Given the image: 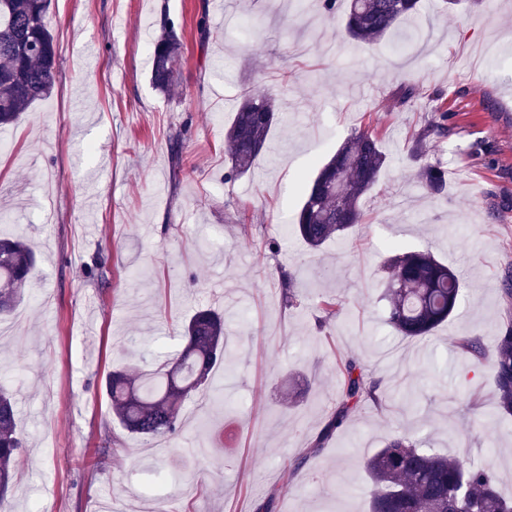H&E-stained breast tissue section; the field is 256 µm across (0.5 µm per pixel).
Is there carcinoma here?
I'll use <instances>...</instances> for the list:
<instances>
[{
  "instance_id": "1",
  "label": "carcinoma",
  "mask_w": 512,
  "mask_h": 512,
  "mask_svg": "<svg viewBox=\"0 0 512 512\" xmlns=\"http://www.w3.org/2000/svg\"><path fill=\"white\" fill-rule=\"evenodd\" d=\"M0 127L15 125L36 100L47 96L56 79L54 39L46 26L52 0H0ZM419 0H348L344 17L347 36L374 42L414 16ZM183 43L174 22L165 25L152 45L151 81L162 92L177 79L176 64ZM278 116L273 100L246 93L224 133L231 162L227 177L249 172L266 148ZM448 133V111L435 108L418 132L408 157L419 159L420 145ZM389 162L377 137L368 129L345 139L306 185L292 228L312 250L327 241L347 239L361 221L359 203L378 182ZM418 176L427 190L447 192L448 171L424 163ZM35 253L20 236L0 237V316L23 298L35 268ZM387 322L400 336L421 339L448 321L460 299L454 270L428 250L405 251L386 259ZM502 295L506 319L491 349L480 336L455 339L461 356L486 368L493 381L492 399L501 419L512 420V272L504 275ZM181 348L151 370L117 368L105 381L112 413L131 434L174 436L181 427L184 403L211 387L214 369L224 363V315L196 310L182 325ZM339 401L314 446L319 451L359 404L380 403L386 391L371 380L354 358L338 363ZM21 448L17 436L16 402L0 390V502L13 479ZM369 512H512V498L496 486L495 466H468L458 458L420 448L405 431L390 435L365 464Z\"/></svg>"
}]
</instances>
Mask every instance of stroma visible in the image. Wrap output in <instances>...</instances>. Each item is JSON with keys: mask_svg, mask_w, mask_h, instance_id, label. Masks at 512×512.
I'll list each match as a JSON object with an SVG mask.
<instances>
[{"mask_svg": "<svg viewBox=\"0 0 512 512\" xmlns=\"http://www.w3.org/2000/svg\"><path fill=\"white\" fill-rule=\"evenodd\" d=\"M183 41L178 79L150 80L166 21ZM404 49L345 39L319 0H55L46 18L57 83L0 129V234L37 253L30 289L0 318V385L23 448L0 512H149L157 472L168 512H366L361 469L398 426L421 446L483 464L512 497V423L454 347L494 336L512 268V0L446 9L422 0ZM272 94L283 122L245 175L228 178L224 129L245 92ZM442 94L448 134L422 145L448 171L432 196L407 157ZM390 158L348 240L312 252L286 233L311 161L361 129ZM277 239L278 250L267 243ZM457 268L458 312L421 340L387 324L380 281L391 245ZM104 262L105 279L94 273ZM292 276L296 305L280 285ZM344 302L323 319L321 300ZM224 313L235 359L220 400L186 402L174 438L125 432L107 373L151 368L180 345L179 321ZM356 357L393 395L366 404L325 448L336 363ZM297 468L293 482L284 473Z\"/></svg>", "mask_w": 512, "mask_h": 512, "instance_id": "1", "label": "stroma"}]
</instances>
